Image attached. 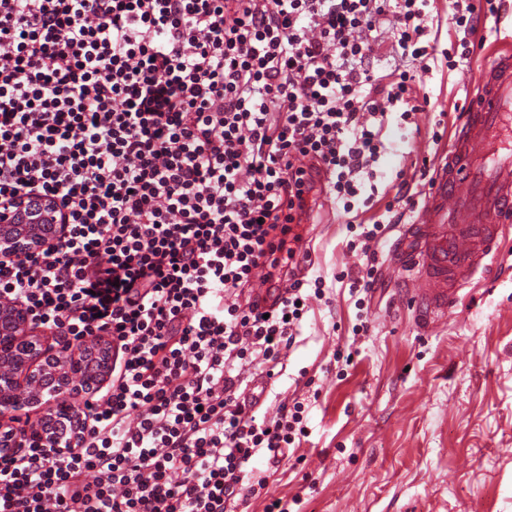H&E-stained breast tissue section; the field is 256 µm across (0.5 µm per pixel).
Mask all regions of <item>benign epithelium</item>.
Instances as JSON below:
<instances>
[{
    "label": "benign epithelium",
    "mask_w": 512,
    "mask_h": 512,
    "mask_svg": "<svg viewBox=\"0 0 512 512\" xmlns=\"http://www.w3.org/2000/svg\"><path fill=\"white\" fill-rule=\"evenodd\" d=\"M66 224V210L51 197L20 194L0 205V262L54 247ZM114 357L109 336L71 346L38 326L22 301H0V451L17 453L29 443L60 447L58 428L83 424L69 398L103 388ZM26 408L44 415L22 425Z\"/></svg>",
    "instance_id": "benign-epithelium-1"
}]
</instances>
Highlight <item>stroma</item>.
Here are the masks:
<instances>
[{
	"instance_id": "obj_1",
	"label": "stroma",
	"mask_w": 512,
	"mask_h": 512,
	"mask_svg": "<svg viewBox=\"0 0 512 512\" xmlns=\"http://www.w3.org/2000/svg\"><path fill=\"white\" fill-rule=\"evenodd\" d=\"M480 62L475 55L451 70L431 60L421 77L426 111L404 124L399 109L388 110L372 166L377 200L359 221L383 213L398 177L424 192L422 157L448 150L430 132L438 121L451 126ZM317 202L306 273L323 279L324 295L312 299L258 409L270 417L281 404L304 402L309 435L278 465L254 460L266 487L244 512H265L273 498L289 512H512V223L487 271L439 327L426 329V304L391 262L392 251L414 249V240L395 228L375 243L381 275L370 302L357 307L349 288L365 258L347 246L341 206L325 193ZM360 319L368 329L353 334ZM340 353L351 363L337 361Z\"/></svg>"
}]
</instances>
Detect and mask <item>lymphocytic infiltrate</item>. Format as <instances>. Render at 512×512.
I'll list each match as a JSON object with an SVG mask.
<instances>
[{
	"instance_id": "lymphocytic-infiltrate-1",
	"label": "lymphocytic infiltrate",
	"mask_w": 512,
	"mask_h": 512,
	"mask_svg": "<svg viewBox=\"0 0 512 512\" xmlns=\"http://www.w3.org/2000/svg\"><path fill=\"white\" fill-rule=\"evenodd\" d=\"M430 0H0V201L52 195L54 248L0 265L74 344L111 336L112 380L60 448L0 455V512H228L252 462L305 435L304 405L258 417L246 365L283 368L311 296L302 225L317 183L352 213L386 107L415 84ZM390 24L392 63L373 76ZM364 225L369 244L402 212ZM270 309L238 302L254 280ZM371 35L372 36L379 35L378 39L384 41V43L382 44L381 53L378 56L375 55V57L374 58L372 57L370 60L369 68L372 70L373 74L376 77H378V76L386 74L387 69H388L387 59H386V58H388V56L385 55L386 52L388 51V47L391 44V37H390L391 33L388 29V22L384 23L383 25L381 24L380 28H378V30H377V33L372 32ZM390 59L392 60V58H388V60H390Z\"/></svg>"
}]
</instances>
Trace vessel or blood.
Returning a JSON list of instances; mask_svg holds the SVG:
<instances>
[{
  "label": "vessel or blood",
  "instance_id": "b4317fda",
  "mask_svg": "<svg viewBox=\"0 0 512 512\" xmlns=\"http://www.w3.org/2000/svg\"><path fill=\"white\" fill-rule=\"evenodd\" d=\"M512 222V45L492 48L476 94L412 222L423 238L408 260L437 325Z\"/></svg>",
  "mask_w": 512,
  "mask_h": 512
}]
</instances>
